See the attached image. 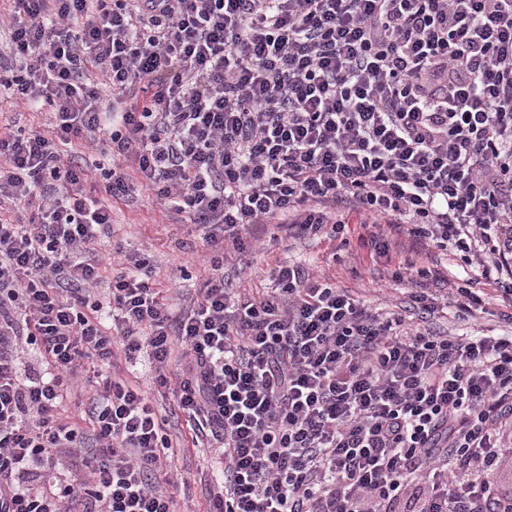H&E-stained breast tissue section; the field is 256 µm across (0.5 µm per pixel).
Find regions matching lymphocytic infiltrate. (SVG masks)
<instances>
[{
  "label": "lymphocytic infiltrate",
  "instance_id": "f902f5d3",
  "mask_svg": "<svg viewBox=\"0 0 512 512\" xmlns=\"http://www.w3.org/2000/svg\"><path fill=\"white\" fill-rule=\"evenodd\" d=\"M8 2L0 112L50 121L0 123V512H177L122 372L145 348L224 459L209 512H512L511 335L412 329L295 263L224 280L250 230L331 238L344 204L362 245L405 229L512 308V0ZM141 191L209 252L177 305L139 254L100 275Z\"/></svg>",
  "mask_w": 512,
  "mask_h": 512
}]
</instances>
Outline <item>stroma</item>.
<instances>
[{"instance_id": "1", "label": "stroma", "mask_w": 512, "mask_h": 512, "mask_svg": "<svg viewBox=\"0 0 512 512\" xmlns=\"http://www.w3.org/2000/svg\"><path fill=\"white\" fill-rule=\"evenodd\" d=\"M347 215L350 226L336 239L323 236L273 242L262 238L255 251L248 253L247 268L226 266L224 279L242 293H256L270 287L269 273L279 262L300 263L315 274L328 276L337 287L357 293L368 306L380 307L403 314L409 322L420 321L410 306V286L397 276L399 265L423 263L438 270L439 275L427 283L430 293L439 299L441 308L424 322L426 329L437 334H490L512 332V323L501 315L500 307L488 304L486 314L475 320H459L451 308L450 288L470 278V267L455 251L429 249L425 245L399 236V246L390 258L377 257L362 247L358 240V217L339 207ZM111 245L147 257L157 267L161 287L171 293L196 292L209 278L210 272L202 262V241L193 226L181 216H164L146 197L116 204L113 213ZM168 431L175 441L174 471L181 474L196 504L205 512L208 494L215 478L223 469L208 445H189L188 429L183 419H171Z\"/></svg>"}]
</instances>
